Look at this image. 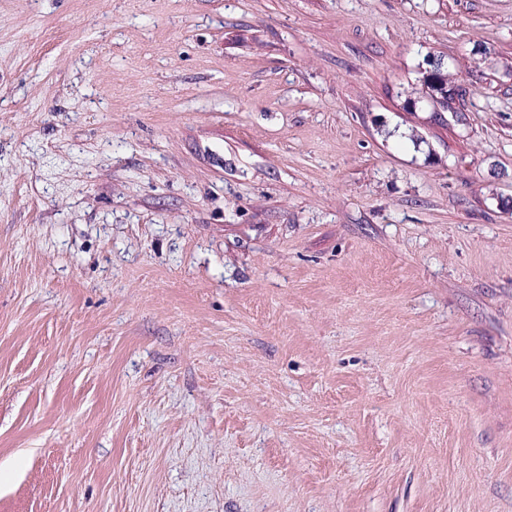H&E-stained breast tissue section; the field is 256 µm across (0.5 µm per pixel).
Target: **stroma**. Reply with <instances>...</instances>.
I'll return each instance as SVG.
<instances>
[{"label":"stroma","mask_w":512,"mask_h":512,"mask_svg":"<svg viewBox=\"0 0 512 512\" xmlns=\"http://www.w3.org/2000/svg\"><path fill=\"white\" fill-rule=\"evenodd\" d=\"M0 512H512V0H0ZM431 72L428 77H423L421 88L418 91L417 102L427 101L431 103L434 114L441 115L439 112H455L452 106L455 102L454 97H448V91L456 92L457 97L462 96L459 89L448 85V72L445 70L444 59L442 56L430 60Z\"/></svg>","instance_id":"35a3bbf8"}]
</instances>
